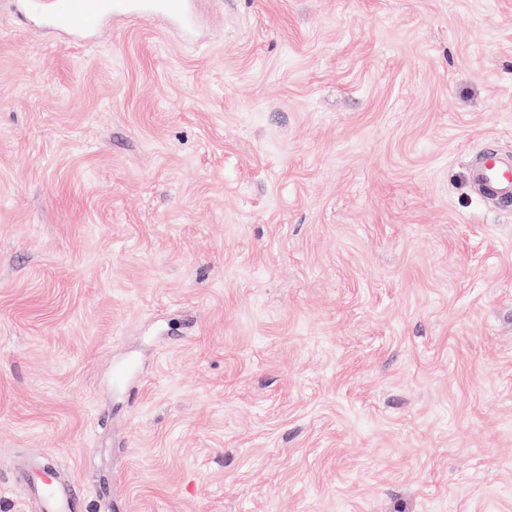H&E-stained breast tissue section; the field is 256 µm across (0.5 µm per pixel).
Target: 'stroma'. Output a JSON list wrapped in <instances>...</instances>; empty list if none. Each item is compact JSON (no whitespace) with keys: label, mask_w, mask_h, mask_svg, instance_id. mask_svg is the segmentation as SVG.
<instances>
[{"label":"stroma","mask_w":512,"mask_h":512,"mask_svg":"<svg viewBox=\"0 0 512 512\" xmlns=\"http://www.w3.org/2000/svg\"><path fill=\"white\" fill-rule=\"evenodd\" d=\"M0 4V512H512V0ZM193 0H52L45 19L52 29L67 33L93 30L108 16L161 17L184 34H189L195 19L191 9ZM476 193L488 202L504 204L512 200V163L500 154L479 153L471 168ZM34 499L37 512H76L78 507L70 487L52 473L41 475Z\"/></svg>","instance_id":"1"}]
</instances>
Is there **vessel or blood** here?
I'll use <instances>...</instances> for the list:
<instances>
[{"mask_svg":"<svg viewBox=\"0 0 512 512\" xmlns=\"http://www.w3.org/2000/svg\"><path fill=\"white\" fill-rule=\"evenodd\" d=\"M109 16H156L185 34L195 24L191 0H52L45 13L49 27L70 34L91 31ZM471 178L481 198L495 204L512 201V160L493 152L479 153L472 164ZM34 499L37 512L77 510L70 487L51 473L41 475Z\"/></svg>","mask_w":512,"mask_h":512,"instance_id":"obj_1","label":"vessel or blood"}]
</instances>
